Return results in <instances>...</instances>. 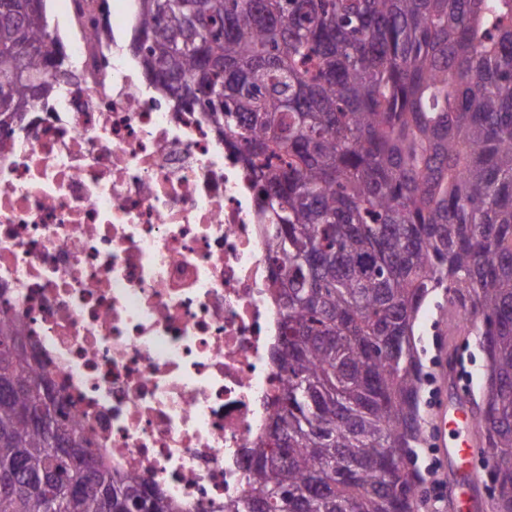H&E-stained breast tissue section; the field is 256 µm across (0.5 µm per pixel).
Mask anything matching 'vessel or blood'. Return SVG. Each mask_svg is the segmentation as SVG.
<instances>
[{"mask_svg": "<svg viewBox=\"0 0 512 512\" xmlns=\"http://www.w3.org/2000/svg\"><path fill=\"white\" fill-rule=\"evenodd\" d=\"M473 414L462 400L440 401L434 410L432 444L452 477L453 491L462 492L464 512H481L479 480L471 461L476 453L470 437Z\"/></svg>", "mask_w": 512, "mask_h": 512, "instance_id": "vessel-or-blood-1", "label": "vessel or blood"}]
</instances>
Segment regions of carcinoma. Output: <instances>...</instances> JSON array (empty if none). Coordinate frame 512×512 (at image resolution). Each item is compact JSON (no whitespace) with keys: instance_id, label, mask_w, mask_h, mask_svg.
I'll use <instances>...</instances> for the list:
<instances>
[{"instance_id":"cac0c4a2","label":"carcinoma","mask_w":512,"mask_h":512,"mask_svg":"<svg viewBox=\"0 0 512 512\" xmlns=\"http://www.w3.org/2000/svg\"><path fill=\"white\" fill-rule=\"evenodd\" d=\"M131 49L153 85L207 113L274 222L286 382L223 512H416L398 467L424 442L415 325L489 336L496 512H512V0H139ZM45 0H0V127L54 91ZM492 320L495 329L484 331ZM21 321L0 311V512H180L84 448L41 401ZM40 410L47 423L31 426ZM68 437L95 472L75 476Z\"/></svg>"}]
</instances>
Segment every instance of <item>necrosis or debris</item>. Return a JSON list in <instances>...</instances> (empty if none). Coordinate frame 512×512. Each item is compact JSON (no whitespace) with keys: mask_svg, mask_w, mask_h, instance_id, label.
I'll return each instance as SVG.
<instances>
[{"mask_svg":"<svg viewBox=\"0 0 512 512\" xmlns=\"http://www.w3.org/2000/svg\"><path fill=\"white\" fill-rule=\"evenodd\" d=\"M56 10L79 78L0 131V307L93 452L222 512L284 380L272 226L205 114L126 53L138 0Z\"/></svg>","mask_w":512,"mask_h":512,"instance_id":"4bbe7bcc","label":"necrosis or debris"}]
</instances>
